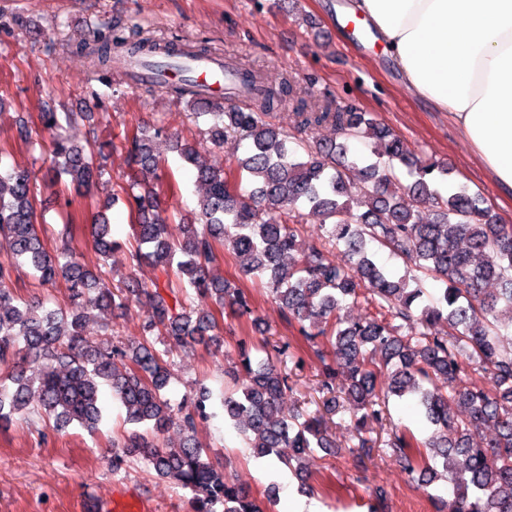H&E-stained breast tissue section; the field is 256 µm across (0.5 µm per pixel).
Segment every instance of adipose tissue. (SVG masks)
<instances>
[{
    "mask_svg": "<svg viewBox=\"0 0 512 512\" xmlns=\"http://www.w3.org/2000/svg\"><path fill=\"white\" fill-rule=\"evenodd\" d=\"M347 12L512 198V0H351Z\"/></svg>",
    "mask_w": 512,
    "mask_h": 512,
    "instance_id": "obj_1",
    "label": "adipose tissue"
}]
</instances>
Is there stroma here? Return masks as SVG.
<instances>
[{
	"instance_id": "35a3bbf8",
	"label": "stroma",
	"mask_w": 512,
	"mask_h": 512,
	"mask_svg": "<svg viewBox=\"0 0 512 512\" xmlns=\"http://www.w3.org/2000/svg\"><path fill=\"white\" fill-rule=\"evenodd\" d=\"M348 3L281 0L261 7L255 0H0V149L7 152L0 161L31 169L46 248L54 252L63 245L57 235L60 201L50 186L48 164L34 161L17 131L23 121L33 138L48 141L40 121L44 109L90 113V120L65 127L64 133L78 143L97 138L104 153L102 184L74 198L72 210L80 228L71 248L86 269L108 265L115 275L130 273L145 285L151 284L156 271L147 263H131L130 218L123 205L109 212L112 237L119 242L109 256L99 254L88 233L93 214L109 193L125 186L132 171L124 134L142 124L161 127L166 133L156 145L166 160L161 179L146 172L141 178L154 183L163 208L172 215L168 232L176 241L182 238L183 225L196 218L198 167H226L238 154L231 143L214 148L206 136V123H194L190 107L166 88L144 85L119 73L107 85L97 80L73 43L80 35L118 22L126 29H143L180 44L218 48L223 55L248 61L271 85L288 72L310 79L305 93L308 110H320L331 99L336 105L350 103L373 113L418 157L448 163L455 185L480 193L502 223L512 225V200L498 194L448 117L407 93L373 34L357 38L338 25L336 16ZM21 16L36 19L39 32L18 24ZM174 136L195 143L198 167L182 166L170 146ZM216 252L212 275L252 293L255 318L268 328L270 341L295 343L297 326L288 321L285 311L263 293L257 280L241 272L231 251L220 246ZM95 298L91 292L82 300L91 314L84 336L97 340L110 331L126 345L142 339L147 320L143 305L100 312L94 308ZM250 333L249 320L228 315L220 346L172 349L167 356L172 378L164 396L177 406L199 387L210 390V415L198 423L195 440L211 457L228 462L236 482L261 499L268 488L281 495L288 489L298 490L300 483L285 466L274 467L256 458L224 420L221 396L232 385L230 373L238 363L236 342ZM102 404L104 419L93 434L74 424L57 432L36 415L0 428V512H102V503L121 488L147 499L151 512H190V491L176 480L157 477L143 459H131L113 470L112 445L127 430L125 411L108 390L102 393ZM400 427L422 441L433 432L413 400L390 397L388 411L376 426L383 445L373 449V460L365 470H357L347 452L352 444L351 413L348 403H341L328 431L338 452L313 473L304 495L315 512H361L368 493L378 488L385 490L390 512H440L448 497L447 483L427 488L412 485L398 457L384 445Z\"/></svg>"
}]
</instances>
